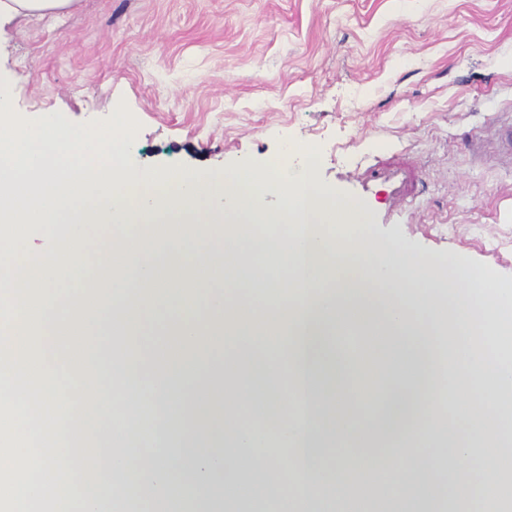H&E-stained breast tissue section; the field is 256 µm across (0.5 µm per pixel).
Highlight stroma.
Returning a JSON list of instances; mask_svg holds the SVG:
<instances>
[{
	"label": "stroma",
	"instance_id": "1",
	"mask_svg": "<svg viewBox=\"0 0 512 512\" xmlns=\"http://www.w3.org/2000/svg\"><path fill=\"white\" fill-rule=\"evenodd\" d=\"M512 0H79L0 28L11 104L65 128L132 116L122 162L223 177L289 158L338 197L395 148L425 185L413 214L360 202L374 242L512 287V168L489 142L512 112Z\"/></svg>",
	"mask_w": 512,
	"mask_h": 512
}]
</instances>
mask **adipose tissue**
I'll use <instances>...</instances> for the list:
<instances>
[{
  "label": "adipose tissue",
  "mask_w": 512,
  "mask_h": 512,
  "mask_svg": "<svg viewBox=\"0 0 512 512\" xmlns=\"http://www.w3.org/2000/svg\"><path fill=\"white\" fill-rule=\"evenodd\" d=\"M77 0H0V27L19 17L70 11ZM12 88L0 83V258L12 254L13 227L65 225L66 234L44 253L36 283L37 312L13 308L0 322V353L9 363L12 396L35 402L40 431L55 452L38 461L37 476L20 486L21 499L66 502L69 512H106L113 497L135 494L167 512L176 492L192 489L206 512H240L234 501L216 502V477L263 486L267 497L288 512H335L348 494L347 476L369 472L377 488L391 489L395 512H432L417 489L444 477L464 495L480 492L488 506L503 499L495 463L512 446V409L500 402L512 391V359L494 355V337L512 334V293L497 296L492 326L470 324L479 304L468 277L440 272L402 250L376 245L368 218L357 204L333 199L311 174L294 178L272 169L225 175L158 177L125 168L123 131L103 142L60 127L46 114L24 125L11 115ZM56 133V160L44 159V128ZM274 194L282 206L260 208ZM173 212L162 215L161 199ZM158 224L160 234H141ZM282 224L284 240L268 268L248 278L232 262L266 249L258 238L234 232L238 225ZM124 228L115 246L121 281L76 280L86 266L85 246L100 227ZM223 240L228 260L214 250L172 251L175 242ZM223 284L221 294L201 299V281ZM185 318L166 340L148 350L145 371L125 374L122 398L142 411H177L183 424L177 453H144L158 431L145 421L128 434L109 406L81 416L80 375L66 356L67 333L102 328L106 318L133 321L166 298ZM371 314L403 366L395 370L390 394L410 403V418L380 434L378 418L360 422L347 405L354 392L351 360L336 342V329ZM447 332L453 374L441 373L428 346ZM276 344L286 355L295 391H282L283 377L266 373L254 381L236 370L216 376L189 372L190 394L176 393L167 361L172 348L240 360ZM224 390L220 431L226 440L213 451L195 420L216 388ZM279 395L278 435L282 453L268 450L242 420L260 414L269 395ZM95 435L107 450V476L96 489L82 481L81 447Z\"/></svg>",
  "instance_id": "ef3b65f1"
}]
</instances>
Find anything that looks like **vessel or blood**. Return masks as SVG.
Returning <instances> with one entry per match:
<instances>
[{
    "label": "vessel or blood",
    "mask_w": 512,
    "mask_h": 512,
    "mask_svg": "<svg viewBox=\"0 0 512 512\" xmlns=\"http://www.w3.org/2000/svg\"><path fill=\"white\" fill-rule=\"evenodd\" d=\"M357 197L384 193L385 204L392 213L412 210L423 195L424 185L413 158L398 151L385 157H370L351 172Z\"/></svg>",
    "instance_id": "b4317fda"
}]
</instances>
